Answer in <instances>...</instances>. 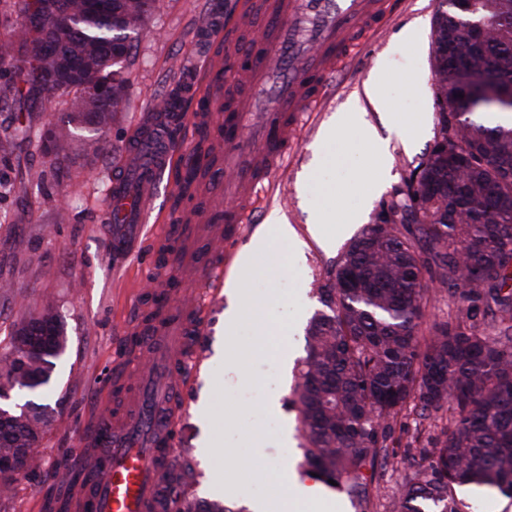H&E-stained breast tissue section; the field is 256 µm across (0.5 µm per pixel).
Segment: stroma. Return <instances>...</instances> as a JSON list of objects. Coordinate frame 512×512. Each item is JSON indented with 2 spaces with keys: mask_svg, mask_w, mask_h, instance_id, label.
<instances>
[{
  "mask_svg": "<svg viewBox=\"0 0 512 512\" xmlns=\"http://www.w3.org/2000/svg\"><path fill=\"white\" fill-rule=\"evenodd\" d=\"M238 0H155L144 35L134 42L128 62L130 87L123 112L106 133L110 147L94 152L76 143L71 152L56 160L37 147L25 146L20 160L0 165V340H7L23 318L42 311L53 299L66 336L64 354L56 360L49 385L38 395L51 419L40 443V472L20 476L9 498L0 499V512H43L42 490L66 479L78 462V450L88 428L104 407L112 405L116 392L113 361L128 354L134 336L136 311L151 312L154 305L147 286L159 262V250L171 243L165 218L191 215L193 205H175L178 178L186 154L196 138L195 124L178 133L173 163L165 170L149 223L132 227L136 245L114 248L116 225L106 221V199L112 179L125 159L124 148L136 133L158 97L177 83L188 66H201L204 54L196 30L215 6L232 19ZM385 21L355 46L347 61L331 76L314 111L304 113L296 139L288 147L285 163L260 191V202L248 216L243 233L230 245L239 253L265 224L271 212H279L303 241L301 261L292 258L293 247L277 242L256 260V272L247 283L260 299L259 307L242 313L234 333L224 331V312L229 290L216 289L206 312L200 357L188 375L187 404L174 432L175 463L188 468L182 494L190 500H220L239 508L241 490L279 499L288 493L274 475L279 468L294 467L302 457L299 410L293 403L294 374H282L280 354L305 355V328L321 310L319 288L330 279L344 246L361 226L352 223L357 212L373 223L383 206L395 200L410 172L424 161L439 136L432 89L431 22L437 0H388ZM378 79L389 102L382 111L366 93L370 79ZM346 112L358 113L388 145L385 164L389 178L376 190L368 149L357 127L351 126L338 142L326 143L324 134ZM423 131L412 149H404L401 131L412 121ZM40 172L28 180L27 171ZM66 208V223L55 221ZM328 214L326 235L334 237L325 249L309 235L314 212ZM277 329L265 354H255L257 325ZM234 343L247 355L246 373L238 380L224 374V346ZM281 392L280 404L292 431V447H282L279 433L265 428V401L272 389ZM208 415H201V408ZM236 425L224 427L225 415ZM450 410L440 409L419 420L413 410L397 416L390 441L391 457L378 471L371 498L359 505L346 492L326 489L332 505L328 512H390V503L407 470V460L417 449L432 447L446 429ZM214 436L220 446L211 462H204L201 441ZM232 456L238 467L224 485L212 482V472Z\"/></svg>",
  "mask_w": 512,
  "mask_h": 512,
  "instance_id": "stroma-1",
  "label": "stroma"
}]
</instances>
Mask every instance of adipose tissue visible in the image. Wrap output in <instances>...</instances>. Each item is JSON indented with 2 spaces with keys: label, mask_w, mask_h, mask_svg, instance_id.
I'll return each mask as SVG.
<instances>
[{
  "label": "adipose tissue",
  "mask_w": 512,
  "mask_h": 512,
  "mask_svg": "<svg viewBox=\"0 0 512 512\" xmlns=\"http://www.w3.org/2000/svg\"><path fill=\"white\" fill-rule=\"evenodd\" d=\"M296 239L297 234L294 227L274 211L270 213L267 224L252 237L249 245L239 252L235 262L236 275L230 285L233 302L224 313L225 330H233L241 312L256 304L255 299L244 286L245 281L253 272L252 259L254 255L270 249L274 241L293 242ZM275 478L280 484L291 489V496L276 501H259L255 505L256 512H300L302 506L316 501V485L301 483L295 472L284 469L277 472Z\"/></svg>",
  "instance_id": "obj_1"
}]
</instances>
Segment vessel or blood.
Listing matches in <instances>:
<instances>
[{
  "label": "vessel or blood",
  "instance_id": "1",
  "mask_svg": "<svg viewBox=\"0 0 512 512\" xmlns=\"http://www.w3.org/2000/svg\"><path fill=\"white\" fill-rule=\"evenodd\" d=\"M386 0H252L233 28L253 42L247 62L234 55L209 60L195 86L223 91L226 109L224 182L201 224H177L182 249L173 265L186 276L220 277L224 244L236 239L258 191L284 162L300 113L321 98L350 46L386 16ZM156 132L141 133L125 150L123 174L112 183V210L121 224H143L148 191L174 155ZM206 240L199 257L195 244ZM203 290L169 297L150 324L148 350L137 371L116 369L122 408L106 426L92 424L80 466L88 480L78 512H154L156 491L174 453L172 430L187 389L184 370L197 363L204 333Z\"/></svg>",
  "mask_w": 512,
  "mask_h": 512
}]
</instances>
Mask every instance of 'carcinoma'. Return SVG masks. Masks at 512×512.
I'll return each mask as SVG.
<instances>
[{
    "label": "carcinoma",
    "instance_id": "obj_1",
    "mask_svg": "<svg viewBox=\"0 0 512 512\" xmlns=\"http://www.w3.org/2000/svg\"><path fill=\"white\" fill-rule=\"evenodd\" d=\"M17 15L0 64V161L28 140L32 112L55 96L68 98L66 129H46L43 151L68 155L73 135L107 132L127 98L126 61L145 31L154 0H0ZM433 87L440 136L448 152L429 153L405 183V200L388 213L397 220L366 225L319 289L326 311L306 330L295 402L305 439L303 465L363 503L378 460L389 457L391 421L412 406L426 414L451 410L448 430L409 461L391 512H462L454 496L464 485L484 486L512 498V118L499 113L482 87H512V0H440L434 16ZM47 42L62 55L44 53ZM109 87V95L98 93ZM208 123L198 126L193 165L179 180L174 205L193 200L214 161ZM437 285L461 305L454 324L435 323L420 334ZM54 321L56 344L24 348L33 322ZM65 347L52 303L18 323L0 356V387L48 382ZM50 420L40 407L13 414L11 440L0 454L20 457L1 479L14 489L18 476L40 467L24 449L40 442ZM174 469L157 489L163 512L233 511L216 502L182 501ZM74 485L48 486L43 512H69Z\"/></svg>",
    "mask_w": 512,
    "mask_h": 512
}]
</instances>
